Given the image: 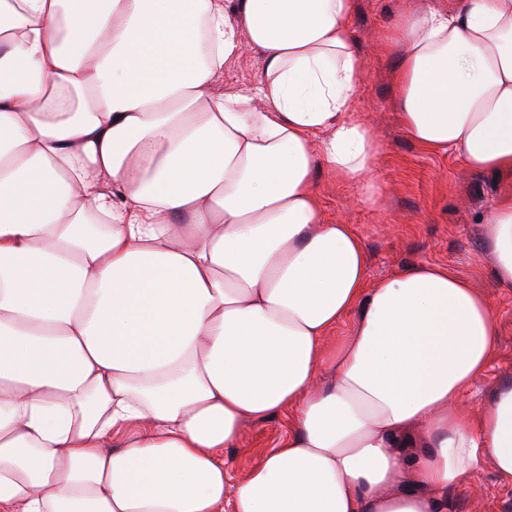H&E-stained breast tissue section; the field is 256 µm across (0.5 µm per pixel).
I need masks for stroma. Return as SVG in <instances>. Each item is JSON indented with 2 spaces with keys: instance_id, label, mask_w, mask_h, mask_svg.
Returning <instances> with one entry per match:
<instances>
[{
  "instance_id": "stroma-1",
  "label": "stroma",
  "mask_w": 512,
  "mask_h": 512,
  "mask_svg": "<svg viewBox=\"0 0 512 512\" xmlns=\"http://www.w3.org/2000/svg\"><path fill=\"white\" fill-rule=\"evenodd\" d=\"M401 0H356L352 26L362 63L354 109L369 121L384 151L375 203L360 187L317 171L320 203L328 223L350 224L362 236L373 277L416 263L452 270L487 294L499 322L496 360L464 399L482 412L489 390L512 377V288L497 287L492 265L480 244V222L497 195L511 184L491 173L471 172L454 153L434 154L417 144L400 124L394 106L395 63L383 54L381 37ZM260 60L250 48L226 65L214 90L223 93L254 83ZM291 421L279 414L248 424L239 447L227 456L236 478H244L280 440ZM448 512H512V487L502 485L490 463H483L448 494Z\"/></svg>"
}]
</instances>
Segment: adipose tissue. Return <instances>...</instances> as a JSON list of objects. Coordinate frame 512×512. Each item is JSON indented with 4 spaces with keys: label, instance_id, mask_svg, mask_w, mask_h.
Masks as SVG:
<instances>
[{
    "label": "adipose tissue",
    "instance_id": "1",
    "mask_svg": "<svg viewBox=\"0 0 512 512\" xmlns=\"http://www.w3.org/2000/svg\"><path fill=\"white\" fill-rule=\"evenodd\" d=\"M355 8L0 0V512H448L487 460L512 485V378L460 407L488 298L429 263L371 280L319 205L320 169L377 194ZM246 46L257 82L214 93ZM382 48L414 141L512 175V0H406ZM481 224L510 288L512 194ZM291 421L287 413L269 420L248 424L238 448L227 450L236 479H243L280 440L288 435Z\"/></svg>",
    "mask_w": 512,
    "mask_h": 512
}]
</instances>
